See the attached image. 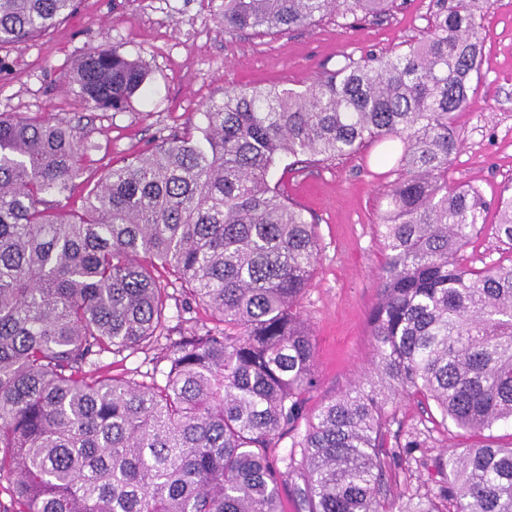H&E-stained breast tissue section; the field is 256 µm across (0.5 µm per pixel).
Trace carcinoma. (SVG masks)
<instances>
[{
	"mask_svg": "<svg viewBox=\"0 0 512 512\" xmlns=\"http://www.w3.org/2000/svg\"><path fill=\"white\" fill-rule=\"evenodd\" d=\"M394 0H221L224 33L283 32ZM488 0H431L426 36L310 87L241 88L203 124L107 170L67 208L92 145L79 127L0 114V480L18 512H393L386 407L434 401L468 432L512 425V264L460 252L484 223L474 185L448 184L487 59ZM78 0H0V47L27 42ZM147 78L107 43L78 61V96L124 110ZM398 140L378 227L386 259L369 322L374 371L308 414L315 339L300 300L316 225L272 183L287 158L328 163ZM496 203L512 242V189ZM169 279L160 280L157 268ZM216 321L170 336L168 288ZM162 351L150 382L85 368ZM293 450L269 459L285 432ZM448 478L398 512H512V446L451 451Z\"/></svg>",
	"mask_w": 512,
	"mask_h": 512,
	"instance_id": "carcinoma-1",
	"label": "carcinoma"
}]
</instances>
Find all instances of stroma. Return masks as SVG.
<instances>
[{"label":"stroma","instance_id":"1","mask_svg":"<svg viewBox=\"0 0 512 512\" xmlns=\"http://www.w3.org/2000/svg\"><path fill=\"white\" fill-rule=\"evenodd\" d=\"M220 0H80L77 10L33 40L0 47V113L43 115L78 125L93 143L74 183L77 208L98 178L115 163L152 149L159 140L201 125L205 107L241 87L302 90L335 69L340 55L353 59L391 56L427 29L430 0H404L379 18L353 21L325 16L287 32L226 35ZM487 63L473 81L474 99L456 115L464 134L448 168L452 184L478 186L489 208L486 224L460 254L464 265L512 264V247L495 234L494 207L512 182V0H489L482 19ZM120 46L148 70L131 107L98 110L75 92L71 70L88 48ZM384 145H368L331 164L277 167L272 178L318 227L316 273L301 301L316 342L319 385L308 395L314 410L337 396L373 360L368 316L378 296L384 250L378 232L383 193L395 178L378 164ZM384 432L392 453L389 472L393 507L426 495L444 476L437 458L486 442L512 443V427L472 435L442 422L433 402L419 395L398 398L388 408ZM421 445L408 447L411 437Z\"/></svg>","mask_w":512,"mask_h":512}]
</instances>
